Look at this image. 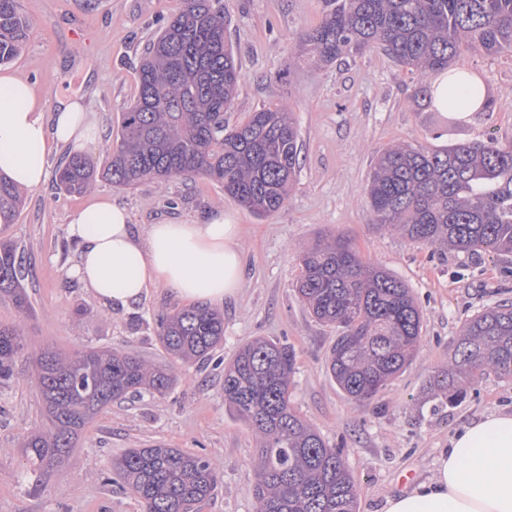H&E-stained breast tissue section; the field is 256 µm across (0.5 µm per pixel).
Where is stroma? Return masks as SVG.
<instances>
[{
  "label": "stroma",
  "mask_w": 512,
  "mask_h": 512,
  "mask_svg": "<svg viewBox=\"0 0 512 512\" xmlns=\"http://www.w3.org/2000/svg\"><path fill=\"white\" fill-rule=\"evenodd\" d=\"M227 37L241 73L228 126L252 112L280 107L299 132L300 168L285 204L258 218L234 202L224 186L197 175L125 187L101 180L71 195L55 181L24 190L16 224L0 238L17 244L30 269L24 282L30 309L0 296V324L19 325L24 351L12 378L0 385V512H141L137 498L113 483L112 460L129 448L157 444L205 453L220 482L200 512H253L256 435L224 405V372L212 366L172 365L176 380L162 395L146 393L100 411L75 441L61 467L30 470L20 443L48 424L35 377L46 347L71 353L122 347L164 363L161 318L183 308L167 288L150 289L141 303L107 308L69 270L77 245L71 214L101 197L125 207L137 231L152 224H200L216 209L240 228L243 281L225 299L224 342L232 359L265 337L294 349L290 402L329 445L342 448L359 489V512H384L387 500L430 477L437 459L471 421L512 412V379L484 375L464 399L441 404L429 393L448 362L467 317L512 303V255L451 252L409 242L375 224L366 183L383 149L396 144L444 148L493 136L512 141V56L465 54L454 67L477 75L493 105L445 126L420 89L430 80L410 74L382 49L316 66L297 60L301 36L316 28L322 0H221ZM181 0H17L31 22L22 52L9 68L26 79L35 98L52 109L58 96L78 91L98 114V135L85 153L104 166L119 119L137 94L138 68L150 39ZM86 41L74 51L69 31ZM342 233L363 260L384 266L412 289L422 312L413 361L372 400L347 399L327 372L335 327L316 321L295 290L300 253L318 238Z\"/></svg>",
  "instance_id": "35a3bbf8"
}]
</instances>
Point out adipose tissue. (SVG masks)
<instances>
[{"instance_id":"1","label":"adipose tissue","mask_w":512,"mask_h":512,"mask_svg":"<svg viewBox=\"0 0 512 512\" xmlns=\"http://www.w3.org/2000/svg\"><path fill=\"white\" fill-rule=\"evenodd\" d=\"M96 131L83 96L58 99L49 114L28 82L0 70V173L17 187L47 181L51 144L81 150ZM68 232L78 247L76 276L107 307L136 304L156 286L214 306L240 285V229L220 209L201 224H153L139 234L125 208L101 198L73 214ZM385 512H512V414L465 426L433 475L389 498Z\"/></svg>"}]
</instances>
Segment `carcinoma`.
<instances>
[{
	"label": "carcinoma",
	"instance_id": "cac0c4a2",
	"mask_svg": "<svg viewBox=\"0 0 512 512\" xmlns=\"http://www.w3.org/2000/svg\"><path fill=\"white\" fill-rule=\"evenodd\" d=\"M323 17L300 41L301 55L319 63L381 47L423 76L445 70L464 52L512 53V0H323ZM16 0H0V64L27 39ZM240 73L225 35L220 0H182L147 49L137 95L122 113L120 132L103 168L74 154L57 170L70 194L101 176L116 185L200 173L224 184L235 202L261 217L280 209L299 165L298 130L290 113L261 108L229 129ZM376 223L437 250L512 254V142L494 137L441 150L395 145L379 153L367 180ZM21 195L0 177V228L15 223ZM296 288L309 313L340 329L327 369L355 402L370 400L412 359L422 330L411 289L383 268L363 262L342 236L317 241L300 257ZM23 255L0 242V295L29 309ZM171 358L214 362L224 340V317L193 306L159 322ZM24 348L17 325L0 324V383L10 379ZM294 351L257 338L224 367V402L258 436L254 512H357L358 490L342 450L332 448L292 408ZM512 378V304L472 315L462 326L448 365L431 389L447 403L464 397L479 375ZM174 375L119 350L74 355L53 350L38 362L36 386L50 427L27 434L31 464L54 469L100 410L143 390L163 393ZM112 474L143 512H195L209 499L218 472L204 454L156 445L129 448L112 460Z\"/></svg>",
	"mask_w": 512,
	"mask_h": 512
}]
</instances>
